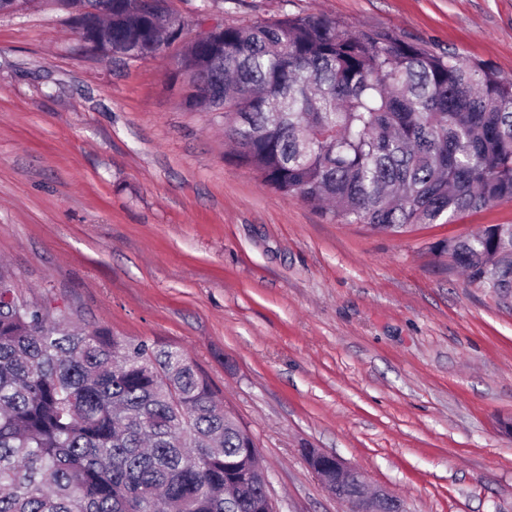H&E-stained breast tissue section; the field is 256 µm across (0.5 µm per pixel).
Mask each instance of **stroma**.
Here are the masks:
<instances>
[{
  "instance_id": "obj_1",
  "label": "stroma",
  "mask_w": 512,
  "mask_h": 512,
  "mask_svg": "<svg viewBox=\"0 0 512 512\" xmlns=\"http://www.w3.org/2000/svg\"><path fill=\"white\" fill-rule=\"evenodd\" d=\"M198 32L322 14L454 49L512 78V0H171ZM179 46L90 51L36 0L0 16V268L71 321L183 350L252 435L279 512H345L301 451L408 512H512V298L437 242L512 201L387 234L262 185L187 109Z\"/></svg>"
}]
</instances>
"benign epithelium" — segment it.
I'll use <instances>...</instances> for the list:
<instances>
[{
	"label": "benign epithelium",
	"mask_w": 512,
	"mask_h": 512,
	"mask_svg": "<svg viewBox=\"0 0 512 512\" xmlns=\"http://www.w3.org/2000/svg\"><path fill=\"white\" fill-rule=\"evenodd\" d=\"M304 458L323 487L347 506V512H406L399 498L370 488L364 474L341 458L318 449Z\"/></svg>",
	"instance_id": "benign-epithelium-1"
}]
</instances>
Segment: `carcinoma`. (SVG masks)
I'll list each match as a JSON object with an SVG mask.
<instances>
[{"label": "carcinoma", "instance_id": "1", "mask_svg": "<svg viewBox=\"0 0 512 512\" xmlns=\"http://www.w3.org/2000/svg\"><path fill=\"white\" fill-rule=\"evenodd\" d=\"M50 2L98 54L184 43L183 104L224 112L234 161L331 220L401 234L512 201V79L488 64L325 15L189 38L169 0ZM436 251L512 293V224ZM253 447L183 350L75 326L0 274V512H264Z\"/></svg>", "mask_w": 512, "mask_h": 512}]
</instances>
